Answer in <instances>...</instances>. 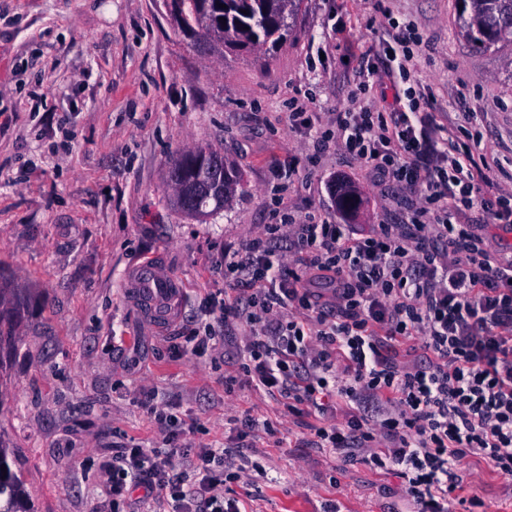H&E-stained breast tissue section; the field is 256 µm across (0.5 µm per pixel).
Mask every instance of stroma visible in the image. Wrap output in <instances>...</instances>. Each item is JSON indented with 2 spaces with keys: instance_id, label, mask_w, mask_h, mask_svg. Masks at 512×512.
Segmentation results:
<instances>
[{
  "instance_id": "35a3bbf8",
  "label": "stroma",
  "mask_w": 512,
  "mask_h": 512,
  "mask_svg": "<svg viewBox=\"0 0 512 512\" xmlns=\"http://www.w3.org/2000/svg\"><path fill=\"white\" fill-rule=\"evenodd\" d=\"M388 5L423 34L415 83L434 97V125L478 124L482 165L512 191V42L468 44L457 0ZM389 34L370 0H304L274 55L205 57L162 0H0V286L25 292L17 343L0 353V432L35 512H92L101 449L162 447L139 404L147 389L193 425L197 449L235 446L238 418L277 424V436L245 440V460L268 473L248 489L251 512H320L328 499L342 512H410L396 474L311 447V417L244 385L238 324L210 356L176 349L208 322L225 252L276 211L362 230L405 221L408 191L288 125L295 102L324 121L350 107L360 53ZM200 146L223 153L247 188L202 224L170 207L167 179L172 160ZM339 178L361 192L354 215L336 209ZM147 260L183 287L164 321L126 286ZM464 470L465 496L512 512L511 483L476 459Z\"/></svg>"
}]
</instances>
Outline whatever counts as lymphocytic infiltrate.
I'll return each mask as SVG.
<instances>
[{
	"label": "lymphocytic infiltrate",
	"instance_id": "obj_1",
	"mask_svg": "<svg viewBox=\"0 0 512 512\" xmlns=\"http://www.w3.org/2000/svg\"><path fill=\"white\" fill-rule=\"evenodd\" d=\"M414 23L382 45L388 73L411 77ZM430 96L405 112L362 104L318 125L293 106L288 124L315 131L318 145L386 175L419 201L405 224L361 233L312 214L249 235L224 254L235 299L212 297L207 323L185 337L201 358L224 346L222 324L246 326L242 370L254 390L276 395L289 415H315L311 445L397 474L414 512H449L463 489L464 462L486 461L512 483V251H492L458 214L477 209L512 228V193L475 160L483 135L447 139L430 122ZM323 278L330 293L313 287ZM408 346L411 358L397 354ZM233 448H201L194 477L175 472L170 452L128 443L98 464L101 512H247L226 484L251 485L260 466L236 463Z\"/></svg>",
	"mask_w": 512,
	"mask_h": 512
}]
</instances>
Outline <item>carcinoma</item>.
<instances>
[{"label":"carcinoma","mask_w":512,"mask_h":512,"mask_svg":"<svg viewBox=\"0 0 512 512\" xmlns=\"http://www.w3.org/2000/svg\"><path fill=\"white\" fill-rule=\"evenodd\" d=\"M303 0H177L174 23L184 37L206 41L207 54L250 53L262 48L275 52L288 41ZM458 21L462 36L472 45L492 48L512 38V0H459ZM235 182V194L245 192L242 173L211 148L197 147L175 162L170 182L180 188L172 206L187 218L203 222L229 201L224 181ZM360 192L345 186L336 194V207L345 213L360 209ZM21 293L0 287V345L15 342V324L6 305L16 310ZM0 512H34L25 490L14 449L0 435Z\"/></svg>","instance_id":"cac0c4a2"}]
</instances>
